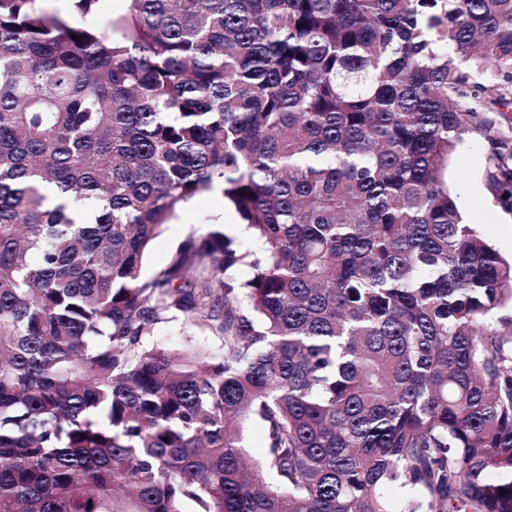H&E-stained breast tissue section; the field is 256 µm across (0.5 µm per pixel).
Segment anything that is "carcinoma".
Listing matches in <instances>:
<instances>
[{
    "label": "carcinoma",
    "instance_id": "1",
    "mask_svg": "<svg viewBox=\"0 0 512 512\" xmlns=\"http://www.w3.org/2000/svg\"><path fill=\"white\" fill-rule=\"evenodd\" d=\"M98 2L0 0V512H512V258L446 181L486 134L512 211V0ZM210 190L259 248L144 276ZM201 329H183L179 325L164 327L154 337V342L162 347L183 346L192 341L193 344H202L216 350L220 342L213 336H206Z\"/></svg>",
    "mask_w": 512,
    "mask_h": 512
}]
</instances>
